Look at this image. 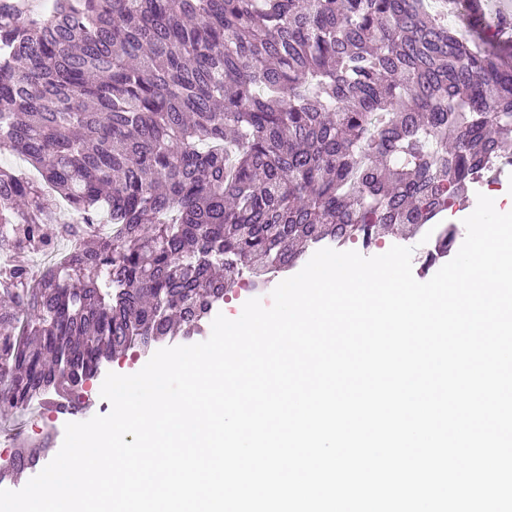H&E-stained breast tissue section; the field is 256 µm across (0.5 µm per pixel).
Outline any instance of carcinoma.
<instances>
[{
    "label": "carcinoma",
    "mask_w": 512,
    "mask_h": 512,
    "mask_svg": "<svg viewBox=\"0 0 512 512\" xmlns=\"http://www.w3.org/2000/svg\"><path fill=\"white\" fill-rule=\"evenodd\" d=\"M436 2L0 0V151L39 173L0 168V245L81 241L0 287V408L81 411L116 356L316 250L391 234L447 257L444 214L512 166V45L473 0ZM47 451L15 448L0 483Z\"/></svg>",
    "instance_id": "obj_1"
}]
</instances>
